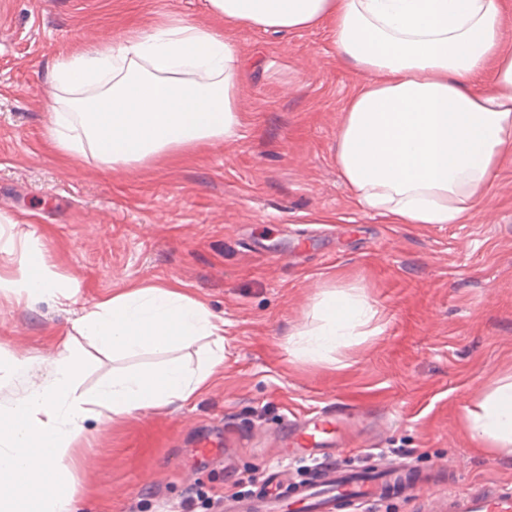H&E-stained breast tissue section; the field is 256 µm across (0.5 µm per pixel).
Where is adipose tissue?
I'll return each instance as SVG.
<instances>
[{
  "instance_id": "obj_1",
  "label": "adipose tissue",
  "mask_w": 512,
  "mask_h": 512,
  "mask_svg": "<svg viewBox=\"0 0 512 512\" xmlns=\"http://www.w3.org/2000/svg\"><path fill=\"white\" fill-rule=\"evenodd\" d=\"M505 0H208L217 28L174 16L130 30L55 64L49 139L62 154L92 149L115 166L142 164L216 140L235 141L243 89L235 27L293 33L329 25L337 55L364 74L348 100L336 164L358 203L391 224H455L479 202L512 155V53L504 52ZM491 73L496 90L473 92ZM81 118L72 133L69 113ZM0 288L34 305L72 311L73 329L100 351L208 348L197 367L180 358L113 374L92 392L85 352L64 343L50 372L0 409V512H77L73 450L89 419L120 420L190 400L224 362V324L174 286L138 284L77 307L48 257L28 250ZM305 351L325 358L374 312L360 295L325 294ZM482 448L512 447V381L468 410Z\"/></svg>"
}]
</instances>
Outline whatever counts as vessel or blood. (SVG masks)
<instances>
[{
  "label": "vessel or blood",
  "mask_w": 512,
  "mask_h": 512,
  "mask_svg": "<svg viewBox=\"0 0 512 512\" xmlns=\"http://www.w3.org/2000/svg\"><path fill=\"white\" fill-rule=\"evenodd\" d=\"M337 411H322L316 418L292 421L289 439L298 449L317 451V436L338 427ZM427 476L397 458H384L353 472L320 470L309 482L292 487L289 497L276 493L229 499L224 512H287L289 498H297L305 512H369L388 497L415 493L428 484ZM436 512H512V491L487 482L463 492L450 491L435 499Z\"/></svg>",
  "instance_id": "obj_1"
}]
</instances>
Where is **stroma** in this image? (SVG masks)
Returning a JSON list of instances; mask_svg holds the SVG:
<instances>
[{"instance_id":"1","label":"stroma","mask_w":512,"mask_h":512,"mask_svg":"<svg viewBox=\"0 0 512 512\" xmlns=\"http://www.w3.org/2000/svg\"><path fill=\"white\" fill-rule=\"evenodd\" d=\"M209 21L206 0H0V276L15 274L30 231L85 306L135 282L172 284L224 320V363L186 404L87 423L75 449L80 512H213L234 476L268 485L318 466L401 457L439 475L383 502L426 512L437 494L485 482L512 489V455L476 448L467 409L512 374V160L459 224H390L363 210L336 166V136L362 76L331 31H236L246 75L235 142L112 170L48 141L51 74L62 57L120 41L167 16ZM362 294L375 316L330 358L297 344L323 293ZM72 332L59 306L0 291V357L45 376ZM358 415L357 448L279 455L290 415L334 403ZM223 436L231 468L198 464Z\"/></svg>"}]
</instances>
